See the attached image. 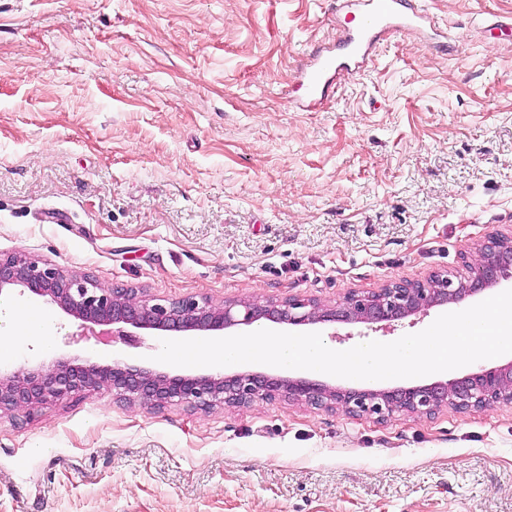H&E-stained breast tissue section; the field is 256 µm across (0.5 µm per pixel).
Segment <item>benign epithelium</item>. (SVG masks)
<instances>
[{"label":"benign epithelium","instance_id":"7a95c632","mask_svg":"<svg viewBox=\"0 0 512 512\" xmlns=\"http://www.w3.org/2000/svg\"><path fill=\"white\" fill-rule=\"evenodd\" d=\"M463 262L474 270L468 281L456 282L447 274L435 273L424 282H394L368 295L351 293L331 308L294 297L265 305L240 302L217 307L192 298L154 303L133 288H106L88 274L78 276L12 255L0 256V298L16 292L21 297L44 298L83 323L163 332H222L260 320L290 326L377 324L458 303L496 286L512 268V236L489 238L478 257L465 255ZM95 388H107L120 399H137L154 407L173 403L199 409L217 404L244 407L284 397L383 420L397 412L428 416L448 404L463 412L494 404L512 405V362L425 385L362 390L336 388L305 377L170 375L147 368L131 369L119 362L96 366L58 361L36 371L0 372V412Z\"/></svg>","mask_w":512,"mask_h":512}]
</instances>
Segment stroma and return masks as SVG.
Wrapping results in <instances>:
<instances>
[{"label": "stroma", "mask_w": 512, "mask_h": 512, "mask_svg": "<svg viewBox=\"0 0 512 512\" xmlns=\"http://www.w3.org/2000/svg\"><path fill=\"white\" fill-rule=\"evenodd\" d=\"M303 111L300 68L349 0H0V253L147 297L367 295L512 234V0H426ZM0 369L157 368L160 341L89 329ZM325 323L342 351L417 333ZM0 512H512V406L384 421L276 400L191 410L102 388L0 416Z\"/></svg>", "instance_id": "1"}]
</instances>
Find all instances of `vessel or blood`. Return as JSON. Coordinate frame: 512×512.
Masks as SVG:
<instances>
[{"instance_id": "obj_1", "label": "vessel or blood", "mask_w": 512, "mask_h": 512, "mask_svg": "<svg viewBox=\"0 0 512 512\" xmlns=\"http://www.w3.org/2000/svg\"><path fill=\"white\" fill-rule=\"evenodd\" d=\"M394 27L441 30L439 21L423 6L410 9L404 0H363L356 23L344 28L337 49L315 58L302 72L310 101H323L335 79L365 67L380 34Z\"/></svg>"}]
</instances>
